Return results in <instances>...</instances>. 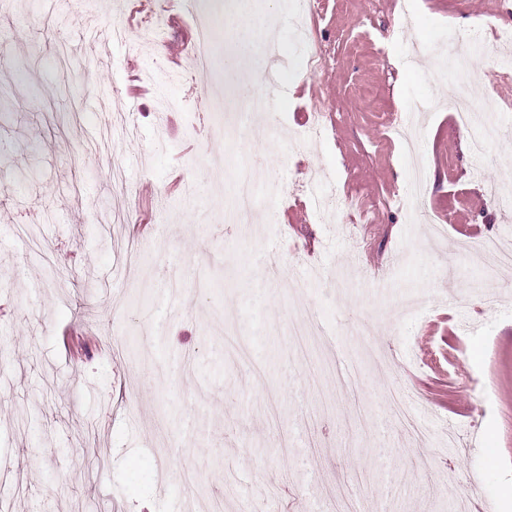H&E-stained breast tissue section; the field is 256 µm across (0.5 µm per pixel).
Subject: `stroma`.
<instances>
[{"label":"stroma","mask_w":512,"mask_h":512,"mask_svg":"<svg viewBox=\"0 0 512 512\" xmlns=\"http://www.w3.org/2000/svg\"><path fill=\"white\" fill-rule=\"evenodd\" d=\"M322 2L308 39L281 21L288 101L254 116L275 136L239 152L210 133L231 118L215 106L223 66L189 58L190 10L218 31L222 0L174 5L150 48L142 0H0V512H269L272 488L283 512L340 497L357 512H512V267L466 257L512 241V209L490 199L512 181V0H412L401 37L397 0ZM453 96L493 118L482 152ZM116 102L131 135L103 131ZM317 111L326 136L300 140ZM389 112L416 119L409 141ZM242 163L272 199L228 224ZM418 168L432 183L419 197ZM136 224L169 231L133 263ZM270 252L280 277L260 288ZM183 265L203 285L175 307L156 281ZM295 280L313 359L343 343L362 389L326 374L309 387L282 356ZM365 322L374 335H356ZM75 326L93 338L77 356L62 343ZM394 392L423 441L392 417Z\"/></svg>","instance_id":"1"}]
</instances>
